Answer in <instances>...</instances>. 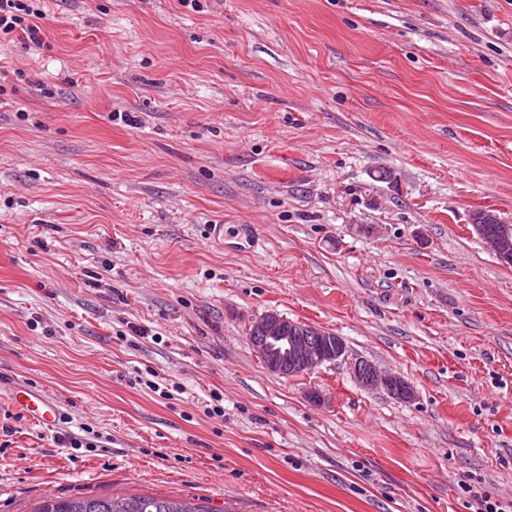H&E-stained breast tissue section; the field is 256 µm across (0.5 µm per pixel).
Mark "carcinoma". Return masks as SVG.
Instances as JSON below:
<instances>
[{"instance_id": "cac0c4a2", "label": "carcinoma", "mask_w": 512, "mask_h": 512, "mask_svg": "<svg viewBox=\"0 0 512 512\" xmlns=\"http://www.w3.org/2000/svg\"><path fill=\"white\" fill-rule=\"evenodd\" d=\"M475 226L483 234L493 237L503 228L512 230V224L505 226L499 219L479 213ZM35 512H212V509L199 504L152 496H103L47 499Z\"/></svg>"}]
</instances>
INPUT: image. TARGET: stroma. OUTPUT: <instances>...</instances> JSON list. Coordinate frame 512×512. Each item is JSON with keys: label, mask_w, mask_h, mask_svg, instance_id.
Masks as SVG:
<instances>
[{"label": "stroma", "mask_w": 512, "mask_h": 512, "mask_svg": "<svg viewBox=\"0 0 512 512\" xmlns=\"http://www.w3.org/2000/svg\"><path fill=\"white\" fill-rule=\"evenodd\" d=\"M34 4L42 46L0 39V512L512 501V265L473 222L512 224V0ZM269 312L347 359L271 373ZM351 368L355 380L365 388H380L397 398H406L409 395L408 387L400 377L383 374L367 360H355L351 363ZM14 402L38 424L53 423L59 415L56 402L48 394L33 389L19 388L13 393ZM81 434H74L65 431V434L59 433L57 436V441L60 443H66L69 445V448H98L97 443H101L98 440L100 439L99 434H95L94 430L89 428H82ZM92 435V436H90ZM34 512H212V509L164 497L112 494V497L47 498Z\"/></svg>", "instance_id": "1"}]
</instances>
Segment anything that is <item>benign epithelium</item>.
I'll use <instances>...</instances> for the list:
<instances>
[{"mask_svg":"<svg viewBox=\"0 0 512 512\" xmlns=\"http://www.w3.org/2000/svg\"><path fill=\"white\" fill-rule=\"evenodd\" d=\"M485 245L501 260L512 261V235L484 238ZM254 327L263 332L256 336L252 345L265 367L281 377L299 370L310 372L325 363H333L348 358L346 346L339 338H332L328 332L317 330L319 337L326 339L322 344L309 336H288V319L276 314L267 313L254 323ZM355 380L368 389H383L390 395L403 398L409 390L403 380L396 375L380 372L375 365L367 360L351 363Z\"/></svg>","mask_w":512,"mask_h":512,"instance_id":"7a95c632","label":"benign epithelium"}]
</instances>
